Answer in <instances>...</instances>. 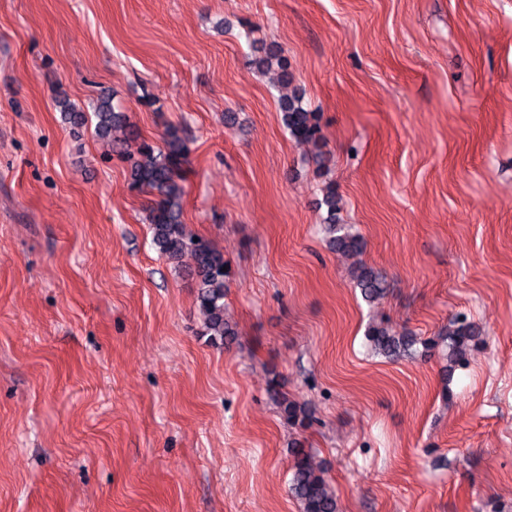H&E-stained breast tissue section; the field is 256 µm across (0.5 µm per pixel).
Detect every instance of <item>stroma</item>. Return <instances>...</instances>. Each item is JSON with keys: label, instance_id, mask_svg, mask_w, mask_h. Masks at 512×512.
<instances>
[{"label": "stroma", "instance_id": "35a3bbf8", "mask_svg": "<svg viewBox=\"0 0 512 512\" xmlns=\"http://www.w3.org/2000/svg\"><path fill=\"white\" fill-rule=\"evenodd\" d=\"M268 48L325 171L251 65ZM104 89L142 139H189L184 223L230 264L228 345L127 164L61 121L58 94ZM329 182L379 305L325 245ZM461 315L483 338L461 365L365 336ZM297 440L341 512H512V0H0V512H301ZM253 67L259 72H266L276 68L279 74V81L282 86L292 83V75L289 71L290 63L288 57L279 51H265L263 55L252 59ZM280 110L289 136L296 143L312 145L319 150L324 139L320 116L305 108L301 93L293 89L291 94L283 96ZM351 276L367 303H375L386 294L385 281L373 269L356 264L351 267ZM367 336L375 350L392 358L412 355L417 343L412 336L396 333L383 322L372 324Z\"/></svg>", "mask_w": 512, "mask_h": 512}]
</instances>
